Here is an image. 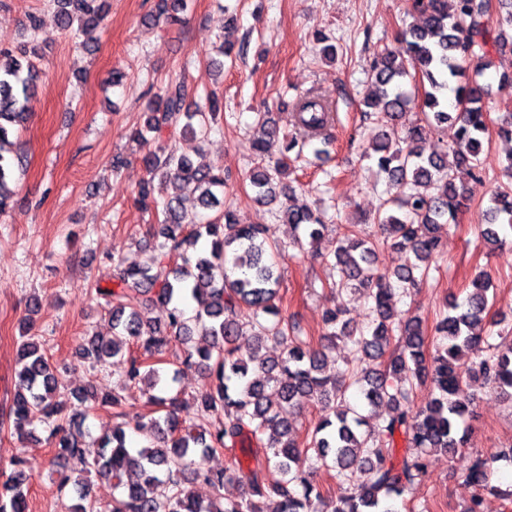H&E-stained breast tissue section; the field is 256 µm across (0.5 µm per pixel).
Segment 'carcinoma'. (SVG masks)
Returning <instances> with one entry per match:
<instances>
[{"mask_svg": "<svg viewBox=\"0 0 512 512\" xmlns=\"http://www.w3.org/2000/svg\"><path fill=\"white\" fill-rule=\"evenodd\" d=\"M58 26L63 31L86 34L106 17L105 0H53ZM502 11L499 29L489 22V0H417L418 20L402 31L403 54L385 51L372 66V89L364 106L373 110L384 129L365 148L375 155L395 194L385 199L373 223L379 235L345 233L336 239L323 260L333 259L336 293H360L370 302L373 326L359 329L344 319L338 306L325 314V331L315 345L301 336L299 323L282 315L280 274L267 258L275 251L263 230L237 223L224 206V169L200 155L195 161L173 147L177 134L199 142L207 140L221 111V101L210 93L205 105L190 108L182 82H169L148 102L144 126L130 138L145 147L141 162L149 175L138 191L146 209L161 211L163 220L152 236L165 238L154 254L138 267L112 270V287L96 286L110 305L112 336L87 334L78 351L95 365L119 369L128 394L98 395L94 383L75 393L79 406L88 402L112 410L115 418L127 416L129 400L147 397L158 415H142L136 428L152 442L135 448L128 444L126 423L97 441L90 457L83 428L86 413L60 421L56 404V367L33 333L31 316L40 299L27 304L30 317L21 321L23 341L18 348L14 392L6 420L19 437L33 433L36 424L50 428L48 441L53 462L67 474L61 487L73 484L79 503L74 512H262L254 497L275 501L274 512H398L396 502L414 490L419 476L433 457L453 456L467 447L468 429L462 427L472 413L471 402L461 395L463 385L480 381L512 403V341L488 342L486 329L497 324L491 315L490 277L481 273L471 281V291L458 302L447 303V313L436 323L435 352H429L422 320L410 310L397 309L402 297L440 271L441 240L438 229L456 220L465 207L464 177L482 175V154L489 143L488 85L481 81L492 66V54L509 43L505 28L512 29V0H497ZM187 0H158L157 16L187 9ZM36 46L0 48V215L12 208L19 183L20 162L10 150L15 129L26 124L28 100L39 70L29 59ZM428 83L421 97L405 89L407 80ZM419 109L431 127L457 125L451 145L426 141L413 126L399 136L400 120ZM260 127L250 142L255 161L248 174L253 200L262 206L281 205L282 222L294 227L295 243L315 246L328 229L321 212L290 204L293 187L282 175L288 153L300 155L329 144L326 129L329 106L315 96L297 99L292 125L303 134L288 131L274 113L259 117ZM505 171L511 181L492 193L480 225L488 244L500 242L499 226L512 224V156ZM174 182L179 193L161 199L154 179ZM197 200L199 210L185 206ZM404 254L405 261L392 270L378 266L379 246ZM159 308L145 319L139 299ZM253 331L247 351L237 344L243 328ZM352 343L351 357L340 368L332 353L336 341ZM486 343V354L471 359ZM279 353H261L267 344ZM184 347L172 372H163L152 360ZM196 368L204 378L193 397L197 421L179 419L181 399L171 394V383L181 370ZM430 383L427 404L415 407L416 386ZM363 396V405L391 407L378 423L379 436L363 430L367 421L345 400L348 384ZM274 385L277 398L266 394ZM315 401L320 416L306 440L288 414ZM242 443V456L220 470L203 461L226 449V442ZM498 457L475 452L466 481L475 490L464 512H482L483 494L512 501V489L491 484ZM332 474L337 493L326 495L318 481L320 472ZM95 473L112 483L119 495L103 506L90 499L81 480L72 473ZM31 475L22 461L10 471L0 470V512H29ZM208 485L212 498L203 502L192 487ZM234 483L240 495L224 497V485Z\"/></svg>", "mask_w": 512, "mask_h": 512, "instance_id": "carcinoma-1", "label": "carcinoma"}]
</instances>
